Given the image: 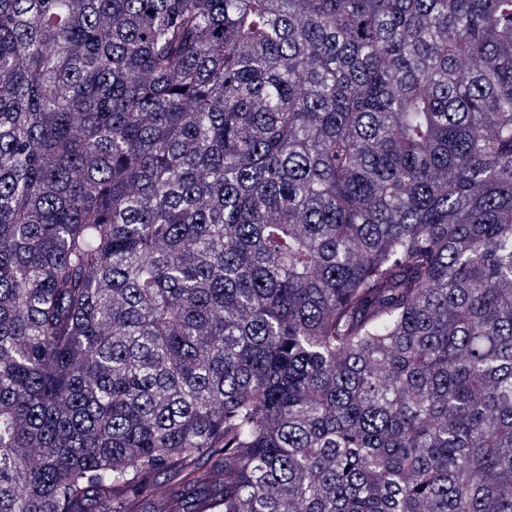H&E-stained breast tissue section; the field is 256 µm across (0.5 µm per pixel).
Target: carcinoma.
<instances>
[{
  "instance_id": "obj_1",
  "label": "carcinoma",
  "mask_w": 512,
  "mask_h": 512,
  "mask_svg": "<svg viewBox=\"0 0 512 512\" xmlns=\"http://www.w3.org/2000/svg\"><path fill=\"white\" fill-rule=\"evenodd\" d=\"M512 512V0H0V512Z\"/></svg>"
}]
</instances>
